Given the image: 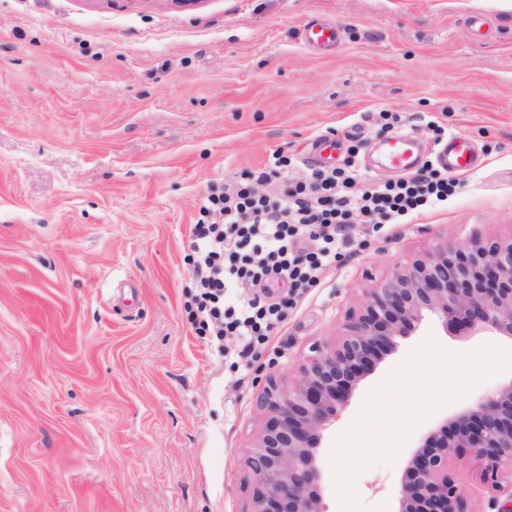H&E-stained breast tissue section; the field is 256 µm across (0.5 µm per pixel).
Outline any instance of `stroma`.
<instances>
[{
	"mask_svg": "<svg viewBox=\"0 0 512 512\" xmlns=\"http://www.w3.org/2000/svg\"><path fill=\"white\" fill-rule=\"evenodd\" d=\"M314 19L339 41L307 48ZM431 121L479 158L447 206L355 225L320 287L247 357L195 332L189 236L210 190L280 153L293 163L263 189L283 192L330 135L337 165L385 180L391 137L414 136L434 163ZM475 232L512 235V0H0V512H248L265 378L334 340L372 278ZM430 336L456 353L512 350L432 317L400 340L323 434L326 512H341L336 437ZM511 379L478 385L395 462L359 473L361 504L395 512L422 438ZM452 472L474 512H496L479 462Z\"/></svg>",
	"mask_w": 512,
	"mask_h": 512,
	"instance_id": "obj_1",
	"label": "stroma"
}]
</instances>
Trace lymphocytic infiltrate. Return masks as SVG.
<instances>
[{
	"label": "lymphocytic infiltrate",
	"mask_w": 512,
	"mask_h": 512,
	"mask_svg": "<svg viewBox=\"0 0 512 512\" xmlns=\"http://www.w3.org/2000/svg\"><path fill=\"white\" fill-rule=\"evenodd\" d=\"M265 170L208 195L191 229L197 293L194 322L218 352L250 350L284 319L272 285L287 282L303 294L321 284L355 224H404L416 213L447 203L460 178L432 167L365 182L354 164L313 171L280 196L259 192Z\"/></svg>",
	"instance_id": "1"
}]
</instances>
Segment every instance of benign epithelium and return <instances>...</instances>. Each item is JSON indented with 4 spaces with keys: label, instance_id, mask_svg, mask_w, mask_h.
Listing matches in <instances>:
<instances>
[{
    "label": "benign epithelium",
    "instance_id": "1",
    "mask_svg": "<svg viewBox=\"0 0 512 512\" xmlns=\"http://www.w3.org/2000/svg\"><path fill=\"white\" fill-rule=\"evenodd\" d=\"M433 316L443 326L512 338V236L444 239L366 289L332 342L314 343L295 379L269 378L257 394L264 415L246 449L253 476L249 512H325L317 451L323 432L358 383L398 340ZM465 453L506 484L499 512H512V381L430 432L411 458L398 512H471L450 469Z\"/></svg>",
    "mask_w": 512,
    "mask_h": 512
}]
</instances>
